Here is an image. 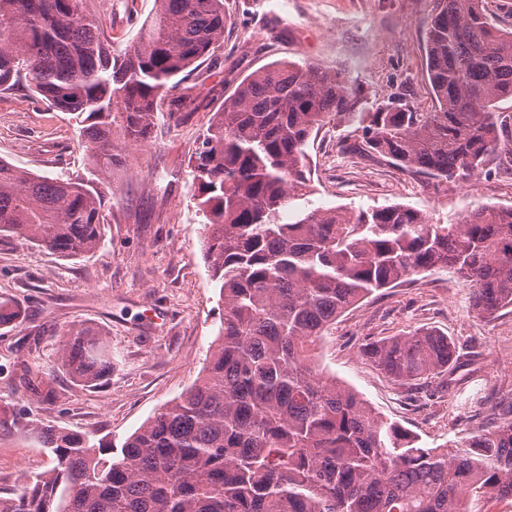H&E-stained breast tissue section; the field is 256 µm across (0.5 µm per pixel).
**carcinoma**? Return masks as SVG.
I'll return each instance as SVG.
<instances>
[{"instance_id":"carcinoma-1","label":"carcinoma","mask_w":512,"mask_h":512,"mask_svg":"<svg viewBox=\"0 0 512 512\" xmlns=\"http://www.w3.org/2000/svg\"><path fill=\"white\" fill-rule=\"evenodd\" d=\"M426 73L434 110H365L346 72L275 61L214 112L189 161L206 218L204 247L224 317L194 384L116 448L0 405V435L22 434L53 466L6 497L0 512H468L465 495L512 499V405L501 421L426 448L316 364L336 319L410 275L448 268L472 285L471 307H512V208L485 206L430 224L401 204L300 208L310 195L306 148L335 119L362 124V150L431 179H467L493 160L512 167V29L486 0H431ZM225 0H155L122 50L87 0H0V91L21 83L81 117L83 171L56 177L0 159V234L73 259L105 237L118 197L112 173L148 139L174 79L224 42ZM362 356L401 385L450 384L464 354L425 329L369 340ZM58 360L79 386L112 371L106 334L75 323ZM39 402L54 379L17 368Z\"/></svg>"}]
</instances>
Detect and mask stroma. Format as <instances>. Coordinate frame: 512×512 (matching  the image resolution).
<instances>
[{"label": "stroma", "instance_id": "obj_1", "mask_svg": "<svg viewBox=\"0 0 512 512\" xmlns=\"http://www.w3.org/2000/svg\"><path fill=\"white\" fill-rule=\"evenodd\" d=\"M117 48L130 44L154 0H88ZM431 0H227L224 42L193 73L194 103L161 119L112 177L119 199L99 248L66 260L37 244L0 236V301L25 318L0 324V399L17 413L121 445L198 377L223 308L204 257L203 216L188 183L197 138L237 85L276 60L342 69L371 101L399 98L434 108L426 74L425 22ZM81 125L50 109L25 86L0 93V158L39 175L81 169ZM361 131L333 120L311 141L314 190L305 208L347 210L403 204L433 224L478 206L512 207V175L487 167L470 180H433L350 152ZM471 286L448 269L413 275L376 291L339 317L320 342L318 365L355 389L389 421L435 448L494 421L512 403V309L493 317L470 311ZM100 327L112 349V376L90 390L57 364L67 326ZM437 329L475 373L445 390L430 378L418 390L392 382L359 353L363 343L420 328ZM54 378L58 400L32 401L12 384L15 361ZM51 466L48 452L20 436L0 438V492Z\"/></svg>", "mask_w": 512, "mask_h": 512}]
</instances>
